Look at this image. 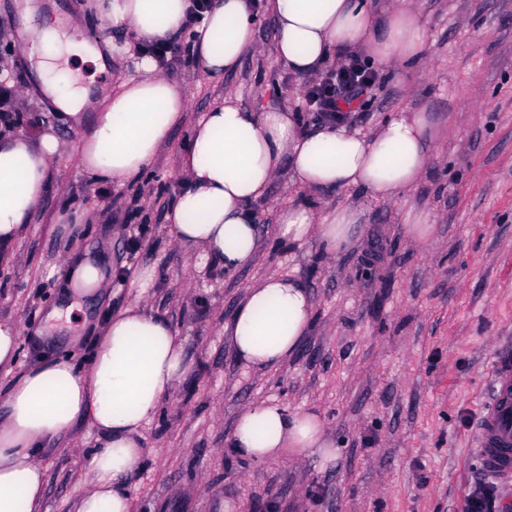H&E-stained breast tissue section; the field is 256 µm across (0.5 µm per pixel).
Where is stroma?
I'll list each match as a JSON object with an SVG mask.
<instances>
[{
  "instance_id": "35a3bbf8",
  "label": "stroma",
  "mask_w": 512,
  "mask_h": 512,
  "mask_svg": "<svg viewBox=\"0 0 512 512\" xmlns=\"http://www.w3.org/2000/svg\"><path fill=\"white\" fill-rule=\"evenodd\" d=\"M416 2L428 24L427 56L405 82L384 74L359 129L374 132L395 112H431L438 123L432 162L404 202L321 193L322 203L365 214L359 237L337 260L319 261L311 242L277 246L276 216L296 199L286 172L254 205L261 246L247 267L201 268L167 232L189 123L229 94L251 112L300 109L307 86L274 55L275 24L266 13L257 15L259 53L236 71L213 78L185 60L168 72L189 92L188 123L141 183L93 182L67 153L54 163L18 260L0 263V321L43 323L59 294L54 270L77 238L107 247L113 277L125 282L87 305V318L57 323L51 335L78 337L91 349L99 325L136 300L180 330L194 371L147 431L146 468L126 479L139 512H224L227 501L241 503L242 512H464L482 489L477 425L493 357L512 340V0ZM52 3L80 18L85 39L114 54L104 72L74 59L81 83L119 87L140 77L139 57L99 16L96 0H0V64L13 70V110L24 118L23 131L50 126L72 142L73 129L44 101L21 48L36 24L27 7ZM76 206L94 210L96 222L69 224L65 214ZM410 207L437 215L427 241L405 234ZM141 226L148 244L135 253L130 232ZM144 267L154 276L141 289L135 274ZM273 274L308 288L314 319L288 362L260 372L238 362L225 327L246 288ZM267 399L318 407L339 450L335 464L322 470L307 460L254 465L234 457L226 433L245 407ZM95 442L84 426L45 442L41 512H73Z\"/></svg>"
}]
</instances>
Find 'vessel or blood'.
I'll list each match as a JSON object with an SVG mask.
<instances>
[{
	"label": "vessel or blood",
	"mask_w": 512,
	"mask_h": 512,
	"mask_svg": "<svg viewBox=\"0 0 512 512\" xmlns=\"http://www.w3.org/2000/svg\"><path fill=\"white\" fill-rule=\"evenodd\" d=\"M490 400L478 428L477 453L484 473L512 488V351H500L493 363Z\"/></svg>",
	"instance_id": "vessel-or-blood-1"
}]
</instances>
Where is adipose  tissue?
<instances>
[{
	"mask_svg": "<svg viewBox=\"0 0 512 512\" xmlns=\"http://www.w3.org/2000/svg\"><path fill=\"white\" fill-rule=\"evenodd\" d=\"M189 5L99 0L98 8L112 28L152 42L185 33ZM264 10L275 23V53L297 76L314 74L343 50H365L372 64L400 78L426 56L427 23L413 0H393L380 12L368 0H265ZM189 35L194 59L210 76L236 70L258 50L252 0H212ZM65 50L101 60L78 20L64 28L57 17L41 16L32 50L40 79L81 136L73 146L51 127L31 133L0 127V259H14L60 155L72 153L93 181L123 185L143 179L171 133L186 124V95L159 74L153 58L141 56V77L99 103L89 101L85 88L56 77ZM189 127L181 157L185 185L166 216L168 233L228 273L254 259L259 237L252 205L281 171H289L299 200L277 214L278 243L312 241L333 260L352 244L361 213L321 204L318 193L352 189L404 199L422 180L434 142L424 111L397 113L363 135L342 124L307 129L285 109L249 112L230 96ZM58 273L66 301L52 310L55 319L71 316L74 299L93 300L107 289L112 261L74 243ZM313 318L308 290L292 277L271 275L247 288L233 314L230 345L246 367L274 370L295 354ZM190 371L183 337L167 318L135 301L105 322L84 361L44 357L13 378L0 389V512H40L46 487L41 446L79 424L95 431L99 443L89 453L75 512H137L123 479L147 463L144 430ZM226 445L254 464L283 455L325 463L336 458L318 408L293 410L275 400L247 406Z\"/></svg>",
	"mask_w": 512,
	"mask_h": 512,
	"instance_id": "1",
	"label": "adipose tissue"
}]
</instances>
